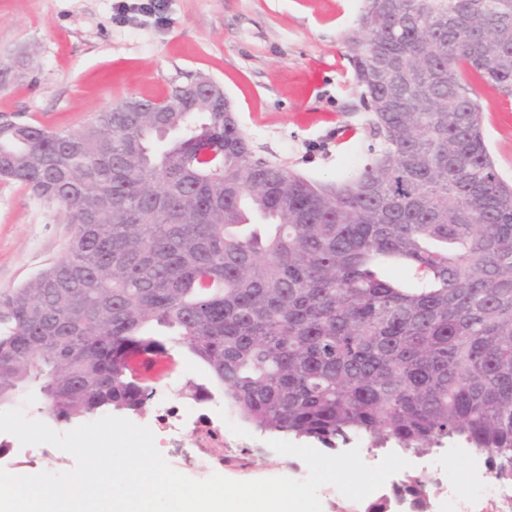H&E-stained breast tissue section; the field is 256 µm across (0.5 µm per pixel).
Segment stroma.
I'll use <instances>...</instances> for the list:
<instances>
[{
    "label": "stroma",
    "instance_id": "stroma-1",
    "mask_svg": "<svg viewBox=\"0 0 512 512\" xmlns=\"http://www.w3.org/2000/svg\"><path fill=\"white\" fill-rule=\"evenodd\" d=\"M115 0H0V113L20 115L61 132L93 122L99 112L136 97L164 98L198 78L220 85L256 157L321 182L362 167L379 140L365 122L345 39L362 0H168L162 24L114 19ZM483 128L500 176L512 183V97L479 89ZM67 213L22 186L0 181V292L17 287L67 252ZM207 383L204 365L172 350L152 385L155 401L135 424L157 429V401L191 407L199 418L184 445L163 449L177 472L204 480L278 476L302 480L303 460L272 450L268 434L231 410L224 395L193 401L188 381ZM216 430L223 455L194 447ZM0 468L13 475L63 472L74 458L54 446L21 445Z\"/></svg>",
    "mask_w": 512,
    "mask_h": 512
}]
</instances>
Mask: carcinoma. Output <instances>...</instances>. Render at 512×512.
<instances>
[{
  "instance_id": "carcinoma-1",
  "label": "carcinoma",
  "mask_w": 512,
  "mask_h": 512,
  "mask_svg": "<svg viewBox=\"0 0 512 512\" xmlns=\"http://www.w3.org/2000/svg\"><path fill=\"white\" fill-rule=\"evenodd\" d=\"M380 149L336 182L254 156L232 112L0 128V180L63 208L67 254L0 293V409L139 414L185 348L247 425L335 449L464 445L512 481V186L479 86L512 96V0H363L346 36ZM413 271L404 287L378 272ZM408 474L364 512H429Z\"/></svg>"
}]
</instances>
